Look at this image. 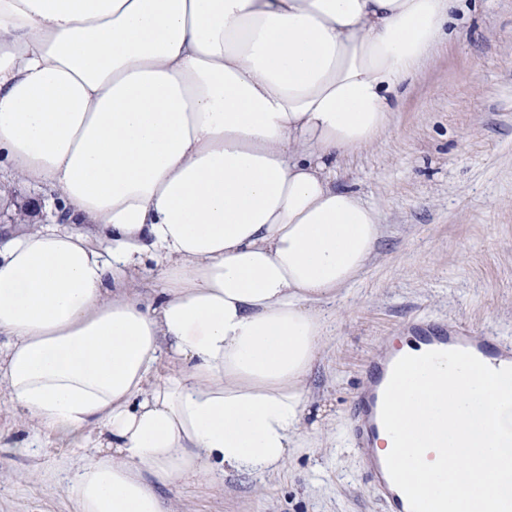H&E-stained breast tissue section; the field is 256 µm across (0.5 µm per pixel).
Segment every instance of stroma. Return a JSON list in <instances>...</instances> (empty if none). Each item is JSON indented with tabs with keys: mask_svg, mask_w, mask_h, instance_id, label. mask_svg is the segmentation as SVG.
I'll list each match as a JSON object with an SVG mask.
<instances>
[{
	"mask_svg": "<svg viewBox=\"0 0 512 512\" xmlns=\"http://www.w3.org/2000/svg\"><path fill=\"white\" fill-rule=\"evenodd\" d=\"M399 93L388 130L336 167L381 238L327 305L298 447L271 475L164 490L166 512H383L348 434L370 357L418 317L512 336V0H458L447 38ZM77 454L1 396L0 512H73L62 477Z\"/></svg>",
	"mask_w": 512,
	"mask_h": 512,
	"instance_id": "stroma-1",
	"label": "stroma"
}]
</instances>
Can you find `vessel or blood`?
Listing matches in <instances>:
<instances>
[{"label": "vessel or blood", "mask_w": 512, "mask_h": 512, "mask_svg": "<svg viewBox=\"0 0 512 512\" xmlns=\"http://www.w3.org/2000/svg\"><path fill=\"white\" fill-rule=\"evenodd\" d=\"M408 330L422 351L461 349L494 368L512 366V340L500 336L473 335L463 323L436 324L414 319ZM394 355L378 354L366 366L360 387L348 413V431L354 447L363 459V477L383 503L385 512H410L405 494L392 482L384 458L375 452V444L384 431L381 421L383 394L389 382Z\"/></svg>", "instance_id": "vessel-or-blood-1"}]
</instances>
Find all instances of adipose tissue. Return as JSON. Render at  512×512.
I'll return each mask as SVG.
<instances>
[{
  "label": "adipose tissue",
  "instance_id": "obj_1",
  "mask_svg": "<svg viewBox=\"0 0 512 512\" xmlns=\"http://www.w3.org/2000/svg\"><path fill=\"white\" fill-rule=\"evenodd\" d=\"M454 4L0 0V174L58 194L0 229V387L80 449L77 512L284 468L324 306L380 236L333 170Z\"/></svg>",
  "mask_w": 512,
  "mask_h": 512
}]
</instances>
